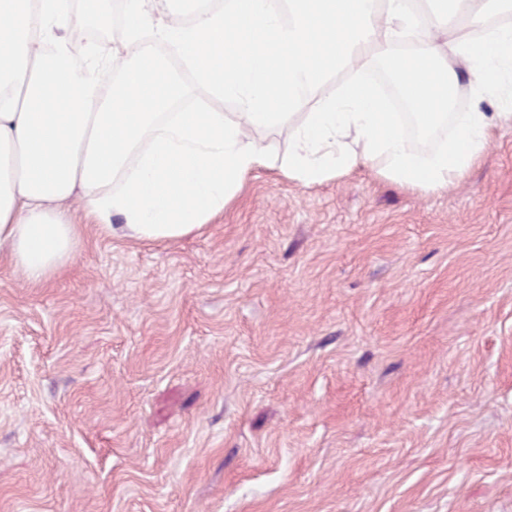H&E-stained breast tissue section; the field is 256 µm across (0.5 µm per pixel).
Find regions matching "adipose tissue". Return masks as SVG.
Returning a JSON list of instances; mask_svg holds the SVG:
<instances>
[{
    "label": "adipose tissue",
    "instance_id": "1",
    "mask_svg": "<svg viewBox=\"0 0 512 512\" xmlns=\"http://www.w3.org/2000/svg\"><path fill=\"white\" fill-rule=\"evenodd\" d=\"M162 2L124 0L122 41L96 49L67 28L103 0H0V258L29 283L72 259L75 197L86 218L109 231L120 216L136 240L200 229L275 158L256 132L292 125L275 159L305 185L372 165L441 192L512 121V0H225L188 18ZM378 65L423 127L452 118L447 140L417 148L367 78ZM465 72L471 104L449 113ZM200 88L204 111H173Z\"/></svg>",
    "mask_w": 512,
    "mask_h": 512
}]
</instances>
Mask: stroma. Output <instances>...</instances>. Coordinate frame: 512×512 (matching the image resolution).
Segmentation results:
<instances>
[{"instance_id": "35a3bbf8", "label": "stroma", "mask_w": 512, "mask_h": 512, "mask_svg": "<svg viewBox=\"0 0 512 512\" xmlns=\"http://www.w3.org/2000/svg\"><path fill=\"white\" fill-rule=\"evenodd\" d=\"M0 512H512V124L445 192L271 166L1 260Z\"/></svg>"}]
</instances>
